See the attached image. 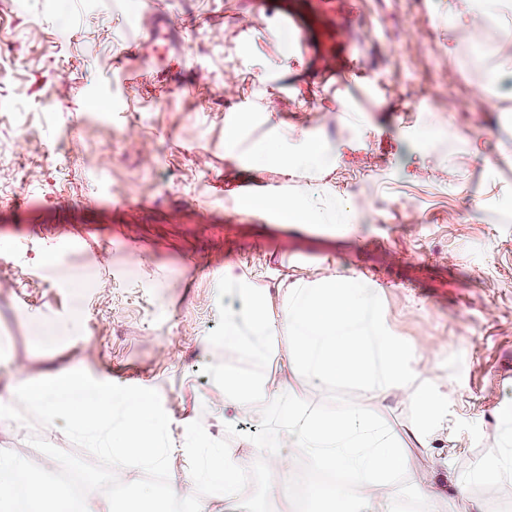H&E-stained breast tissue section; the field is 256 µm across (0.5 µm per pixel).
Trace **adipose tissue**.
Listing matches in <instances>:
<instances>
[{"mask_svg": "<svg viewBox=\"0 0 512 512\" xmlns=\"http://www.w3.org/2000/svg\"><path fill=\"white\" fill-rule=\"evenodd\" d=\"M453 24L478 31L484 22L512 18V0H448ZM333 147L321 136L280 131L253 143L244 153L248 167L277 165L313 176L326 173ZM238 208L283 224H332L335 212L316 207L312 199L281 195H244ZM238 308L224 312V346L251 350L281 336L285 348L274 366L255 376L235 365L224 367L225 427L238 420L263 422L280 404H287L282 436L298 455L314 458L328 470L347 472L349 479L328 495L309 502L307 512H399L404 490L396 482L407 461L391 425L366 403L337 407L330 414L310 409L297 392V378L313 374L326 380L353 383L369 393L402 391L419 415L415 429L421 447L433 442L432 428L441 413L440 392L415 386L421 367L410 339L393 335L385 311L372 289L359 277L334 276L302 282L273 303L268 287L225 272L218 283ZM207 454L201 461L202 482L175 483L166 512H181L188 500L217 495L235 497L252 474L234 453L213 446L209 432L198 434ZM0 512H100L92 497L78 498L48 483L40 466L15 457H0Z\"/></svg>", "mask_w": 512, "mask_h": 512, "instance_id": "ef3b65f1", "label": "adipose tissue"}]
</instances>
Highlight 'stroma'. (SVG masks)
<instances>
[{
  "label": "stroma",
  "instance_id": "obj_1",
  "mask_svg": "<svg viewBox=\"0 0 512 512\" xmlns=\"http://www.w3.org/2000/svg\"><path fill=\"white\" fill-rule=\"evenodd\" d=\"M225 0H172L180 48L159 71L120 84L114 60L147 39L138 0H0V398L17 381L67 365L156 390L170 418V474L199 475L196 431L218 448L282 456L277 421L217 422L225 363L263 373L283 339L256 351L224 347V269L276 285L362 277L390 332L417 345L421 385L437 388L448 427L436 436L440 475L485 512H512L471 472L512 451V98L491 107L486 69L512 41L448 25V0H350L359 80L309 75L345 46L335 23L297 52ZM287 56L286 73L260 58ZM210 75L204 96L180 88ZM256 117L244 141L284 128L326 137L323 179L251 171L224 150V126ZM278 192L326 191L366 203L350 228H301L239 212L238 181ZM118 197L136 199L116 207ZM53 264H46L47 256ZM309 403L325 412L360 400L351 384L318 379ZM70 453L67 436L35 424L0 428V454L58 470L28 441Z\"/></svg>",
  "mask_w": 512,
  "mask_h": 512
}]
</instances>
